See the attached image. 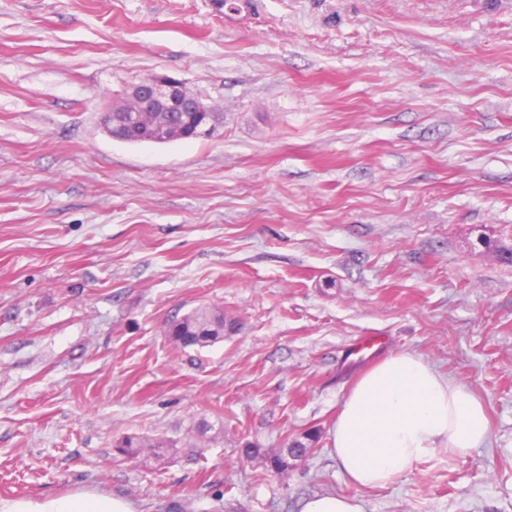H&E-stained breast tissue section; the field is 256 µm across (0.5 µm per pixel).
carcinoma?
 <instances>
[{
	"label": "carcinoma",
	"instance_id": "obj_1",
	"mask_svg": "<svg viewBox=\"0 0 512 512\" xmlns=\"http://www.w3.org/2000/svg\"><path fill=\"white\" fill-rule=\"evenodd\" d=\"M114 139L131 143H150L154 136L149 131H140L137 125L131 123L128 127H115L111 130ZM480 243L491 250L497 259L505 264L512 265V245L497 239H480ZM240 331L239 321L217 307H200L184 316L178 321L169 324L167 336L171 342L182 348H204L232 336ZM167 447V442L159 439H150L132 434L122 437L117 443V450L128 457H137L140 454L160 456ZM297 458L292 449L274 452L265 456L266 466L275 474H285L290 467L289 459Z\"/></svg>",
	"mask_w": 512,
	"mask_h": 512
}]
</instances>
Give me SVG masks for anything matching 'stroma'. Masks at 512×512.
Here are the masks:
<instances>
[{
  "instance_id": "obj_1",
  "label": "stroma",
  "mask_w": 512,
  "mask_h": 512,
  "mask_svg": "<svg viewBox=\"0 0 512 512\" xmlns=\"http://www.w3.org/2000/svg\"><path fill=\"white\" fill-rule=\"evenodd\" d=\"M0 0V499L137 512H512V0ZM175 77L211 139L101 127ZM202 306L239 334L180 348ZM469 385L488 442L354 490L362 338ZM318 432L287 474L242 454ZM167 459L127 458L123 436ZM167 447V442L159 439H150L132 434L123 436L117 443V450L128 457H138L141 453L160 457ZM1 512H137L127 499L87 489L64 495L0 500ZM302 512H363L355 495L318 494L308 499Z\"/></svg>"
}]
</instances>
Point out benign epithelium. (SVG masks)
Returning <instances> with one entry per match:
<instances>
[{"label": "benign epithelium", "mask_w": 512, "mask_h": 512, "mask_svg": "<svg viewBox=\"0 0 512 512\" xmlns=\"http://www.w3.org/2000/svg\"><path fill=\"white\" fill-rule=\"evenodd\" d=\"M118 112H133L141 122L153 120L156 112H198L209 114L210 106L191 93L180 80L167 75H155L128 84L116 95L112 106L101 113V119L112 121Z\"/></svg>", "instance_id": "benign-epithelium-1"}]
</instances>
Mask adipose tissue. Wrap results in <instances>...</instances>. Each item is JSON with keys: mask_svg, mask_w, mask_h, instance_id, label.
I'll use <instances>...</instances> for the list:
<instances>
[{"mask_svg": "<svg viewBox=\"0 0 512 512\" xmlns=\"http://www.w3.org/2000/svg\"><path fill=\"white\" fill-rule=\"evenodd\" d=\"M488 435L485 406L469 385L449 380L413 353L400 352L357 378L336 418L333 452L353 487H384L436 451L464 455ZM0 512L136 510L127 499L78 489L0 500Z\"/></svg>", "mask_w": 512, "mask_h": 512, "instance_id": "obj_1", "label": "adipose tissue"}]
</instances>
